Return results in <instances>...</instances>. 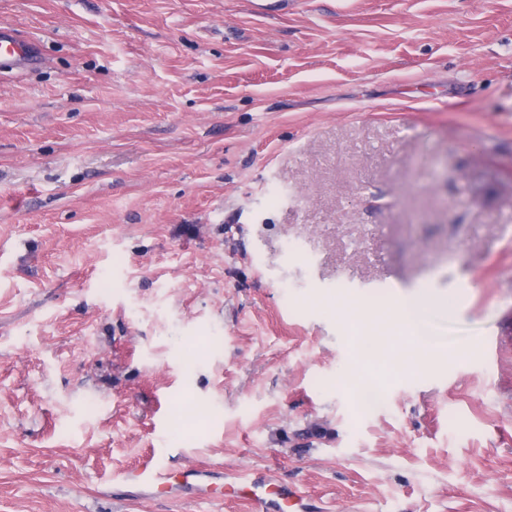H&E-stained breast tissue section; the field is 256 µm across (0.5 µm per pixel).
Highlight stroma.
I'll return each mask as SVG.
<instances>
[{
  "label": "stroma",
  "mask_w": 512,
  "mask_h": 512,
  "mask_svg": "<svg viewBox=\"0 0 512 512\" xmlns=\"http://www.w3.org/2000/svg\"><path fill=\"white\" fill-rule=\"evenodd\" d=\"M0 25L43 50L0 73V512H512V0ZM407 299L432 352L364 357ZM137 477L144 485L153 490L157 488V491L163 490L164 492H167L172 480H174L168 470L153 459L148 460L139 468Z\"/></svg>",
  "instance_id": "obj_1"
}]
</instances>
